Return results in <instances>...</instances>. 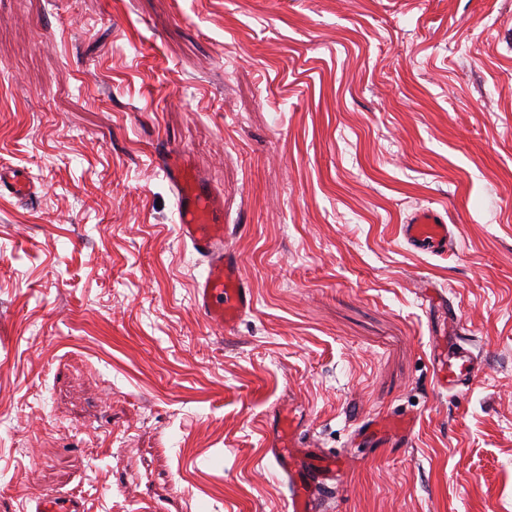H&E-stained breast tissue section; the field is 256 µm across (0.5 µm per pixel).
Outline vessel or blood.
<instances>
[{"mask_svg": "<svg viewBox=\"0 0 512 512\" xmlns=\"http://www.w3.org/2000/svg\"><path fill=\"white\" fill-rule=\"evenodd\" d=\"M163 168L174 193L180 238L206 264L194 285V303L210 324L233 329L252 307L254 295L240 276L238 256L229 244L231 232L224 222L222 199L177 151H166ZM402 231L405 241L418 250L446 253L453 246L451 228L431 209L416 211L403 224ZM476 374L477 360L458 337H435L434 377L439 388L467 386ZM413 425L411 415L390 412L367 420L356 434L379 446L388 440L401 443ZM269 449L288 480L289 512H318L325 490L342 479L345 455L310 448L303 436L302 423L291 413L281 414Z\"/></svg>", "mask_w": 512, "mask_h": 512, "instance_id": "vessel-or-blood-1", "label": "vessel or blood"}]
</instances>
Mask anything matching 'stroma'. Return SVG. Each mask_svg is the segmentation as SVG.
<instances>
[{"mask_svg":"<svg viewBox=\"0 0 512 512\" xmlns=\"http://www.w3.org/2000/svg\"><path fill=\"white\" fill-rule=\"evenodd\" d=\"M166 146L239 227L232 332ZM1 165L36 190L0 192V512H286L288 408L348 459L321 512H512V0H0ZM422 207L454 253L406 243ZM397 410L404 447L355 437ZM434 336V377L439 388L466 387L477 374L474 354L459 341L461 336Z\"/></svg>","mask_w":512,"mask_h":512,"instance_id":"stroma-1","label":"stroma"}]
</instances>
